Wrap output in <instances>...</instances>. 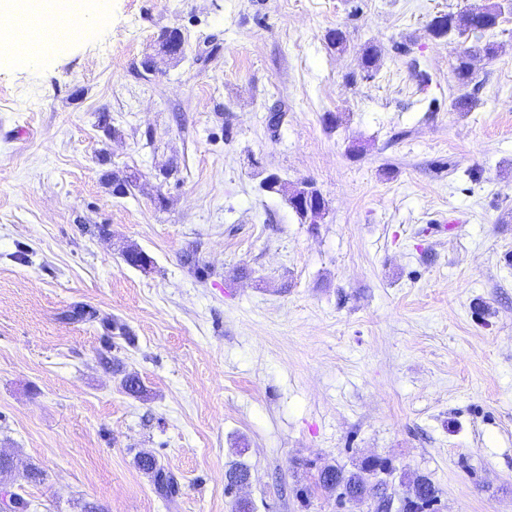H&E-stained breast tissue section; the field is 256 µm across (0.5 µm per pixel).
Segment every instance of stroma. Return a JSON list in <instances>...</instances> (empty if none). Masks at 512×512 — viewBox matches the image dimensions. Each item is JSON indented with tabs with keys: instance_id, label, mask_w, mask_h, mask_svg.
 Instances as JSON below:
<instances>
[{
	"instance_id": "stroma-1",
	"label": "stroma",
	"mask_w": 512,
	"mask_h": 512,
	"mask_svg": "<svg viewBox=\"0 0 512 512\" xmlns=\"http://www.w3.org/2000/svg\"><path fill=\"white\" fill-rule=\"evenodd\" d=\"M481 2L103 0L0 66V453L42 470L37 512H371L316 484L367 457L396 497L424 475L438 512H512V11L472 88L430 30ZM171 28L185 58L146 70ZM140 454L141 452L136 456L135 462L137 467L146 474H151L156 481L158 489L164 492L165 495L172 496L174 493H176L177 489L174 479L167 475L160 465H158V467L153 470L150 463L144 461L141 457L139 458Z\"/></svg>"
}]
</instances>
